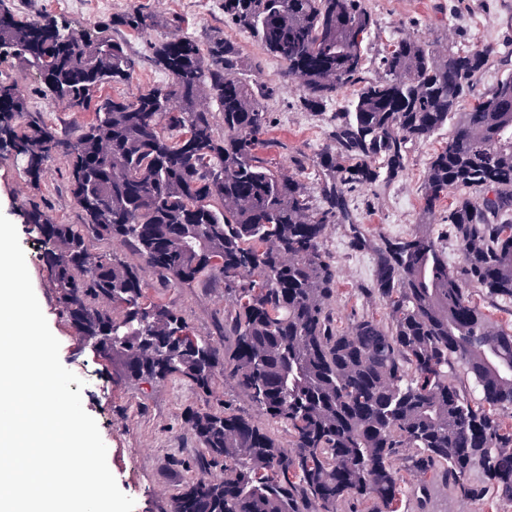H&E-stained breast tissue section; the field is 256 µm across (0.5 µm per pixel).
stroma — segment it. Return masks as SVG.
Instances as JSON below:
<instances>
[{
    "mask_svg": "<svg viewBox=\"0 0 512 512\" xmlns=\"http://www.w3.org/2000/svg\"><path fill=\"white\" fill-rule=\"evenodd\" d=\"M16 10L30 16H57L73 26L137 8L152 14L157 28L146 32L122 30L120 36L141 57L128 82L113 86L116 95L132 96L167 82V75L147 62L152 43L164 37H203L221 32L234 40L250 64V79L268 86L264 101L271 124L266 138V157L287 176L299 177L317 191V155L328 143V132L336 112L352 98L353 89H343L336 102L323 111L310 112L300 102L298 80L284 76L282 63L267 54L250 34L228 25L223 0H11ZM373 25L366 41L367 78L379 76V58L397 37L409 35L437 50H468L477 45L491 47L486 72L478 78L462 106L470 108L506 72H512V0H363ZM0 78L18 84L30 111L45 113L49 122L75 126L86 114L65 112L49 105L41 92L38 76L21 64L0 67ZM448 129L414 146L403 174L389 184L356 187L350 194L356 223L366 225L371 235L390 239L412 233L422 210V187L433 154L447 141ZM63 157L51 160L41 174L39 186H31L19 167L0 161V213L17 228L35 294L52 333L60 342V361L84 382L82 404L99 428L107 447L108 466L119 489L135 501L134 512H167L169 499L186 477L185 466L200 450L183 416L202 405L201 395L187 383L167 379L150 383H127L112 375L109 361L97 356L77 336L61 315L56 294L40 258L41 247L30 233L18 207L33 201L52 218L66 224L80 223L66 181ZM324 244L337 272L332 302L342 324L371 314L383 317L381 303L367 295L374 262L370 253L353 249L348 230L330 225ZM151 294L172 305L185 318L191 331L208 336L217 316L224 313V280L206 278L190 288L151 287Z\"/></svg>",
    "mask_w": 512,
    "mask_h": 512,
    "instance_id": "1",
    "label": "stroma"
}]
</instances>
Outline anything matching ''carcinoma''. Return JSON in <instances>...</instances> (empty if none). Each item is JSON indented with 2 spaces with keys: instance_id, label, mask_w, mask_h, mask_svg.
Instances as JSON below:
<instances>
[{
  "instance_id": "cac0c4a2",
  "label": "carcinoma",
  "mask_w": 512,
  "mask_h": 512,
  "mask_svg": "<svg viewBox=\"0 0 512 512\" xmlns=\"http://www.w3.org/2000/svg\"><path fill=\"white\" fill-rule=\"evenodd\" d=\"M224 17L300 78L304 107L320 111L347 87L330 146L318 157L319 195L263 156L267 89L244 77L237 44L220 35L154 43L147 61L169 82L136 95L103 90L128 81L139 60L114 33L155 27L139 9L74 29L52 16H22L0 0V55L36 73L49 104L90 118L71 136L29 110L0 79V160L34 187L62 155L80 224H60L25 203L59 309L76 334L127 382L182 380L204 396L224 376L283 439L228 406L184 415L200 458L168 512H428L433 492L512 503V329L475 304L478 288L512 302V73L466 112L462 99L490 49L441 53L402 36L364 76L373 25L362 0H224ZM224 115V134L202 104ZM453 121L424 178L423 215L448 195V263L442 236L421 220L404 239L375 238L353 221L350 193L386 184L409 148ZM330 224L372 253L368 295L385 316L340 325L331 307L336 267ZM121 238L167 287L224 277L215 336H196L172 306L153 298L141 268L89 242ZM456 368L477 393L456 385ZM407 471L430 477L409 486ZM213 466L224 478L205 476Z\"/></svg>"
}]
</instances>
